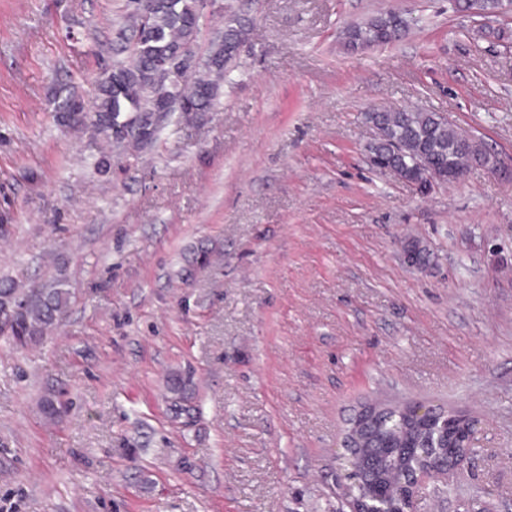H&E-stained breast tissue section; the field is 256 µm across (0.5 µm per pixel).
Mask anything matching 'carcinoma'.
<instances>
[{"instance_id":"obj_1","label":"carcinoma","mask_w":512,"mask_h":512,"mask_svg":"<svg viewBox=\"0 0 512 512\" xmlns=\"http://www.w3.org/2000/svg\"><path fill=\"white\" fill-rule=\"evenodd\" d=\"M474 17L507 15L512 0H463ZM207 13L200 0H155L148 24L141 22L136 0L119 29L124 55L106 66L110 77L98 84L95 101L83 112H73L76 99L58 105L57 122L89 134L94 144H141L155 136L162 116L161 101L173 104L187 121L201 112H211L219 101L224 79L248 42L250 22L234 12L224 15V31L203 55L196 42ZM407 21L393 11L381 12L344 30L345 44L356 50L401 40ZM366 120L382 136L368 143L367 151L379 167H391L404 177L421 180L451 172H467L472 166L489 167L494 155L472 138L457 131L439 113L413 108L378 109ZM69 302L65 280L56 279L47 288L30 295L10 285L0 287V316L10 323V334L0 327V337L21 348L43 340L56 327ZM401 408L389 406L377 414V423L367 434L365 446L378 447L396 467L418 460L406 445L418 441L422 426L401 421Z\"/></svg>"}]
</instances>
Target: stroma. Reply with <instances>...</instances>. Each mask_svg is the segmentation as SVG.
<instances>
[{"mask_svg": "<svg viewBox=\"0 0 512 512\" xmlns=\"http://www.w3.org/2000/svg\"><path fill=\"white\" fill-rule=\"evenodd\" d=\"M126 5L0 0V279L72 294L42 342L0 338V512H344L372 400L479 419L446 512H512V15L224 0L252 23L216 111L99 175L55 106L92 100ZM386 10L403 39L345 47ZM409 106L496 168L426 196L372 169L366 113Z\"/></svg>", "mask_w": 512, "mask_h": 512, "instance_id": "obj_1", "label": "stroma"}]
</instances>
